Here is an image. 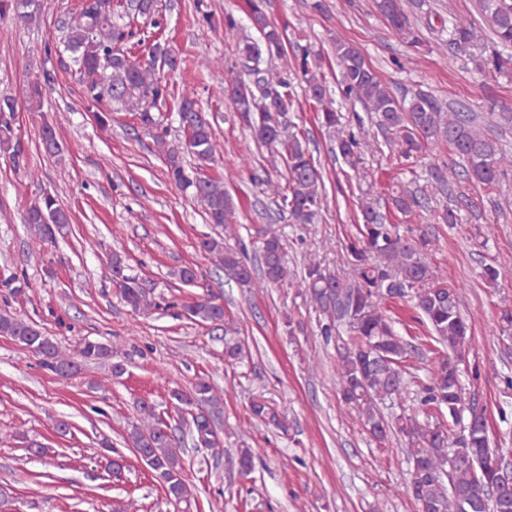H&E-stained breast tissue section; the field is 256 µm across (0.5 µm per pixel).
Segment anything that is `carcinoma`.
<instances>
[{
	"label": "carcinoma",
	"instance_id": "cac0c4a2",
	"mask_svg": "<svg viewBox=\"0 0 512 512\" xmlns=\"http://www.w3.org/2000/svg\"><path fill=\"white\" fill-rule=\"evenodd\" d=\"M405 3L406 0H375L387 28L409 43L418 44ZM247 4L248 18L260 32L263 45L243 44L240 54L254 63V80L249 84L238 77L230 79L225 94L238 105L236 112L258 145L270 150L272 167L282 163L288 183L283 204L289 219L294 224H312L321 204L323 179L306 142L288 133V114L293 109L288 54H293L295 66L307 83L321 123L336 130V145L342 158L356 167L372 142L364 134L362 123L345 121L332 101L326 99L317 73L319 64L310 59L311 53L301 46L288 50L285 30L268 17V0H247ZM40 7V0H0V18L11 16L28 22ZM480 9L498 41L512 44V0H480ZM139 18L150 21L155 28L161 26L156 0H126L119 4L115 0H82L78 17L64 26V49L71 53L84 100L99 108V121L107 122L114 103L138 113L141 127L164 152L170 180L192 189L194 198L204 207L208 223L224 228L222 237L201 239L200 249L240 287L250 290L295 283L307 291L326 319L321 325L322 335L335 338L342 402L357 413L363 430L377 447L389 448L395 440L403 442L408 462L415 470L413 500L418 512H512V472L497 468L480 475L469 463L489 453L497 454L490 447L486 414L480 413L469 424L466 439L454 437V426L461 420L457 407L463 402L458 363L468 349L469 325L460 309L459 292L440 277L432 264L437 239L421 226L400 232L399 225L390 222L378 203L365 200L360 206L362 224L346 245L352 273L344 276L312 265L298 280L289 270L281 236L268 231L260 247L262 274L255 277L244 252L224 243V237L236 224V206L224 184L206 176L188 177L179 151L166 147V130L152 112L168 93L167 86L156 76L157 62L161 60L168 69L175 70L180 64L178 56L160 42L152 45L145 60L132 59L118 48L132 35L128 27ZM472 35L471 20L455 19L453 43H467ZM335 52L343 68L339 82L342 97L360 101L374 115L376 124L401 157L408 160L429 145L446 142L461 159L457 167H433L424 189L412 190L394 183L389 193L390 212L407 217L423 207L428 197L454 182L490 189L512 174V154L476 123L472 113L447 110L421 91L399 99L355 44L338 41ZM264 53L285 60L283 67L259 68ZM256 87L279 91L259 116L248 106ZM12 101L14 98L8 95L0 97V150L11 151L12 162L17 166L24 147L15 133ZM178 118L187 151L197 159L198 167H204L214 151L208 113L195 100L185 97L179 104ZM40 144L46 154L60 152L52 126L43 125ZM69 223L70 214L51 195L35 200L27 209L26 224L43 244H55L57 234ZM110 267L112 276L122 277L116 286L132 311L160 307L135 279L124 274L125 260L120 254H112ZM395 298L413 304L429 325L432 339L442 347L425 380L412 371L411 364L413 359H422V353L395 331L381 306L382 300ZM186 311L190 319L221 329L226 337L239 333L224 306L209 298H200ZM0 336L32 351L41 366L63 382L76 374L80 360L110 362L113 376L124 374L123 363L115 360L117 352L112 346L84 338L78 342L74 357L63 352L35 324L17 316L0 315ZM410 396L414 402L411 413L386 412L403 406ZM171 398L175 400L174 416L140 400L138 417L128 425L127 440L135 456L151 470L166 499L177 505L188 499L190 484L173 423L184 422L185 415H190L195 447H213L217 440L215 422L224 413V397L208 378L199 376L188 391L173 390ZM250 411L267 425L283 427L276 408L265 400L252 402Z\"/></svg>",
	"mask_w": 512,
	"mask_h": 512
}]
</instances>
